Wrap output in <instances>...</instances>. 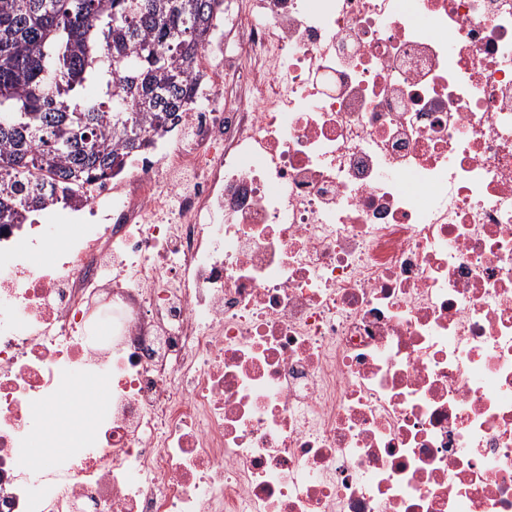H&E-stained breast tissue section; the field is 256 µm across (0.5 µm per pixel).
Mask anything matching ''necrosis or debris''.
<instances>
[{
	"mask_svg": "<svg viewBox=\"0 0 512 512\" xmlns=\"http://www.w3.org/2000/svg\"><path fill=\"white\" fill-rule=\"evenodd\" d=\"M225 22L76 245L0 236V512H512V0Z\"/></svg>",
	"mask_w": 512,
	"mask_h": 512,
	"instance_id": "4bbe7bcc",
	"label": "necrosis or debris"
}]
</instances>
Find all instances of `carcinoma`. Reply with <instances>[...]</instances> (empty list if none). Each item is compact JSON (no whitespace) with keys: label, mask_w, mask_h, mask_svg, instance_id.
<instances>
[{"label":"carcinoma","mask_w":512,"mask_h":512,"mask_svg":"<svg viewBox=\"0 0 512 512\" xmlns=\"http://www.w3.org/2000/svg\"><path fill=\"white\" fill-rule=\"evenodd\" d=\"M219 0H0V225L78 202L181 123ZM99 87L100 96L83 94Z\"/></svg>","instance_id":"carcinoma-1"}]
</instances>
